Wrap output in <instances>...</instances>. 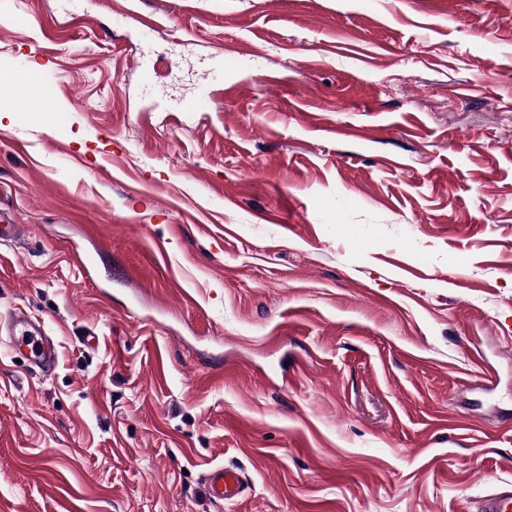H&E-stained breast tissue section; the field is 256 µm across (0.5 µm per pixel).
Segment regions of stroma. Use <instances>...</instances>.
I'll list each match as a JSON object with an SVG mask.
<instances>
[{
  "instance_id": "1",
  "label": "stroma",
  "mask_w": 512,
  "mask_h": 512,
  "mask_svg": "<svg viewBox=\"0 0 512 512\" xmlns=\"http://www.w3.org/2000/svg\"><path fill=\"white\" fill-rule=\"evenodd\" d=\"M17 70L56 115L0 87V318L57 364L0 335V512L512 483V0H0ZM11 343L30 350V359L40 369H50L55 366L57 355L55 346L46 342L42 334L32 327L29 315L21 310H15L9 315L6 323ZM205 484L210 497L222 502L241 498L248 490L246 479L238 471L224 465L210 468L205 475Z\"/></svg>"
}]
</instances>
